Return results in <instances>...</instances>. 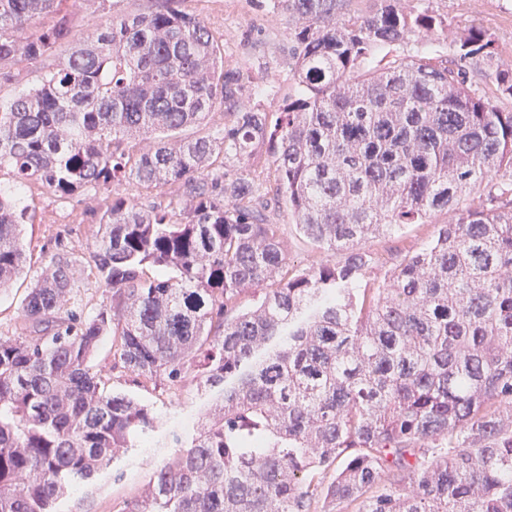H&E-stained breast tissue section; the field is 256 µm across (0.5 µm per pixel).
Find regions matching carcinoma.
Returning a JSON list of instances; mask_svg holds the SVG:
<instances>
[{"mask_svg":"<svg viewBox=\"0 0 512 512\" xmlns=\"http://www.w3.org/2000/svg\"><path fill=\"white\" fill-rule=\"evenodd\" d=\"M62 2L0 0V87L68 47L0 101V290L24 269L12 195L31 183L65 198L128 177L177 206L112 199L89 252L108 301L60 317L57 254L0 338V512H57L157 427L93 370L107 334L142 387L193 371L224 389L121 512H512V67L494 34L465 27L447 53L423 41L451 24L427 0H273L294 83L267 112L183 0L80 37ZM215 112L220 140L180 138ZM261 151L298 233L342 262L289 267L247 175ZM443 212L370 279V240Z\"/></svg>","mask_w":512,"mask_h":512,"instance_id":"carcinoma-1","label":"carcinoma"}]
</instances>
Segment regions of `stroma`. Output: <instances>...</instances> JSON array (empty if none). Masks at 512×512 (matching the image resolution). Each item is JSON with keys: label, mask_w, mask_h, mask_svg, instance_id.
Wrapping results in <instances>:
<instances>
[{"label": "stroma", "mask_w": 512, "mask_h": 512, "mask_svg": "<svg viewBox=\"0 0 512 512\" xmlns=\"http://www.w3.org/2000/svg\"><path fill=\"white\" fill-rule=\"evenodd\" d=\"M430 5L450 20L448 30L435 35L442 47H451L459 27L475 21L495 34L502 63L512 66V0H430ZM185 8L212 28L222 46L225 69L239 77L241 97L259 102L266 111H278L293 84L288 65L287 17L274 11L271 0H186ZM21 197L34 209L35 217L21 231L26 254L24 270L11 288L0 292V336L17 335L21 302L28 288L51 257L62 252L71 257L79 285L74 311L94 315L106 293L88 264V248L98 235L99 218L107 200L126 197L145 206L169 201L168 196L144 189L133 180L112 184L105 190L88 188L69 199L37 188L22 192ZM265 214L270 223L280 227L291 268L303 269L323 260L341 261V254L324 252L297 233L284 201H271ZM449 219V214H439L435 224ZM435 224H411L398 234L371 240L369 248L377 260L372 278L382 279L406 254L420 248L432 235ZM92 364L103 371L108 391L130 394L153 406L159 425L140 448L61 501L59 512H121L125 500L147 483L153 469L178 452L187 426L210 407L217 394L216 389L201 390L191 381L175 393L162 387H137L130 374L115 366L112 338L108 335L99 342Z\"/></svg>", "instance_id": "stroma-1"}]
</instances>
